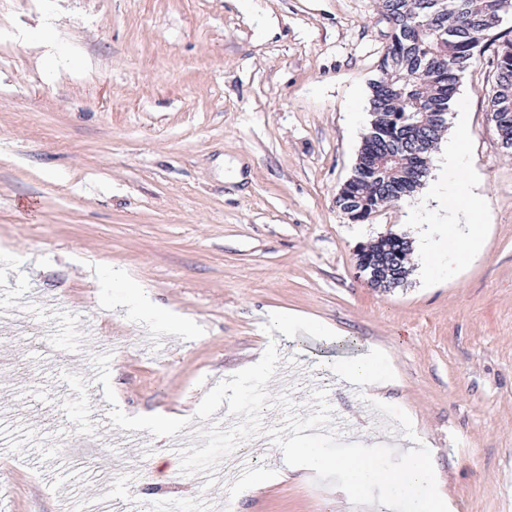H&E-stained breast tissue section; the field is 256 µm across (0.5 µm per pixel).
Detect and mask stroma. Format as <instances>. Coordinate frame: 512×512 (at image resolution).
I'll list each match as a JSON object with an SVG mask.
<instances>
[{"label":"stroma","mask_w":512,"mask_h":512,"mask_svg":"<svg viewBox=\"0 0 512 512\" xmlns=\"http://www.w3.org/2000/svg\"><path fill=\"white\" fill-rule=\"evenodd\" d=\"M54 17L45 70L30 26ZM391 33L376 0H0V283L23 313L0 329V512H121L126 499L180 512H367L299 470L241 493L156 468L162 447L130 416L191 419L205 393L269 344L293 357L292 397L328 391L345 443L371 446V400L399 406L432 448L454 512H512V155L490 112L497 47L459 81L466 162L485 248L443 275L373 287L356 250L417 238L426 188L362 222L336 205L369 125V84ZM358 113L351 122L350 113ZM195 324L174 333L130 288ZM328 325L289 335L271 313ZM121 341L111 384L87 382L94 342ZM373 348L390 379L367 398L337 359ZM116 461L101 477L85 420Z\"/></svg>","instance_id":"35a3bbf8"}]
</instances>
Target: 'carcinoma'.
Returning a JSON list of instances; mask_svg holds the SVG:
<instances>
[{
  "label": "carcinoma",
  "instance_id": "1",
  "mask_svg": "<svg viewBox=\"0 0 512 512\" xmlns=\"http://www.w3.org/2000/svg\"><path fill=\"white\" fill-rule=\"evenodd\" d=\"M501 0H379L391 26V42L369 84L370 127L353 176L336 206L353 216L413 196L427 174L430 154L447 129L459 77L476 62L498 26ZM491 111L502 148L512 151V39L497 51ZM410 241L401 235L376 241L356 255L372 286L407 281Z\"/></svg>",
  "mask_w": 512,
  "mask_h": 512
}]
</instances>
